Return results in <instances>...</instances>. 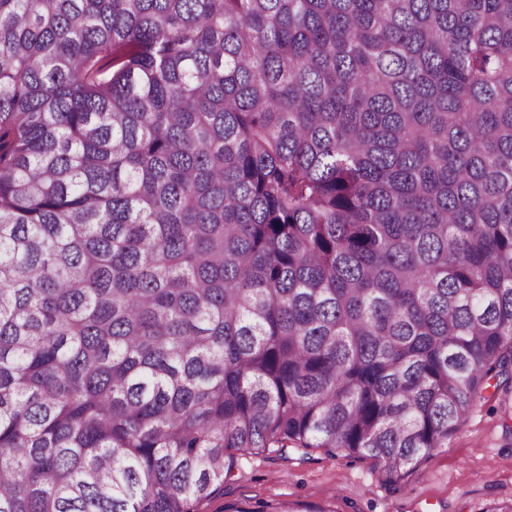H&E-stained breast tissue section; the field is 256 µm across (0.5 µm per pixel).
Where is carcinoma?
I'll return each instance as SVG.
<instances>
[{
    "instance_id": "1",
    "label": "carcinoma",
    "mask_w": 512,
    "mask_h": 512,
    "mask_svg": "<svg viewBox=\"0 0 512 512\" xmlns=\"http://www.w3.org/2000/svg\"><path fill=\"white\" fill-rule=\"evenodd\" d=\"M512 393V0H0V512L397 483Z\"/></svg>"
}]
</instances>
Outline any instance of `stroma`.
I'll list each match as a JSON object with an SVG mask.
<instances>
[{"label":"stroma","mask_w":512,"mask_h":512,"mask_svg":"<svg viewBox=\"0 0 512 512\" xmlns=\"http://www.w3.org/2000/svg\"><path fill=\"white\" fill-rule=\"evenodd\" d=\"M505 407L489 396L464 428L398 484L384 482L376 460L328 455L281 460L241 456L223 488L197 512H493L512 502V431Z\"/></svg>","instance_id":"35a3bbf8"}]
</instances>
